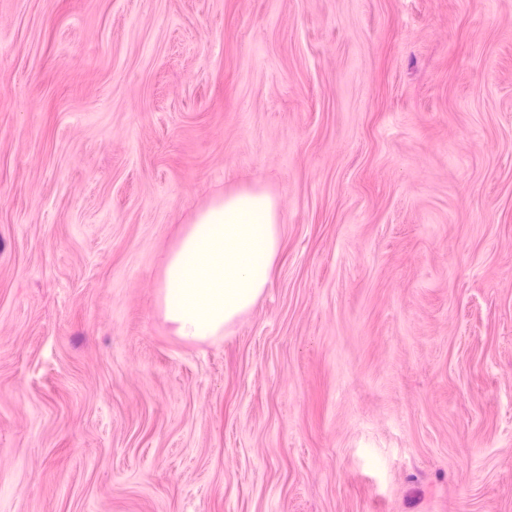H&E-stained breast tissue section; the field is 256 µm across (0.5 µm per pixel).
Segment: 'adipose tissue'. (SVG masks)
<instances>
[{"mask_svg":"<svg viewBox=\"0 0 512 512\" xmlns=\"http://www.w3.org/2000/svg\"><path fill=\"white\" fill-rule=\"evenodd\" d=\"M282 248L274 196L231 189L202 207L171 250L161 309L176 335L206 340L250 312L265 292Z\"/></svg>","mask_w":512,"mask_h":512,"instance_id":"adipose-tissue-1","label":"adipose tissue"}]
</instances>
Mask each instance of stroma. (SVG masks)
Instances as JSON below:
<instances>
[{"instance_id":"1","label":"stroma","mask_w":512,"mask_h":512,"mask_svg":"<svg viewBox=\"0 0 512 512\" xmlns=\"http://www.w3.org/2000/svg\"><path fill=\"white\" fill-rule=\"evenodd\" d=\"M241 185L271 282L176 336ZM0 512H512V0H0ZM282 225L274 196L257 186L198 210L165 267L162 315L177 336H219L254 308L281 252Z\"/></svg>"}]
</instances>
